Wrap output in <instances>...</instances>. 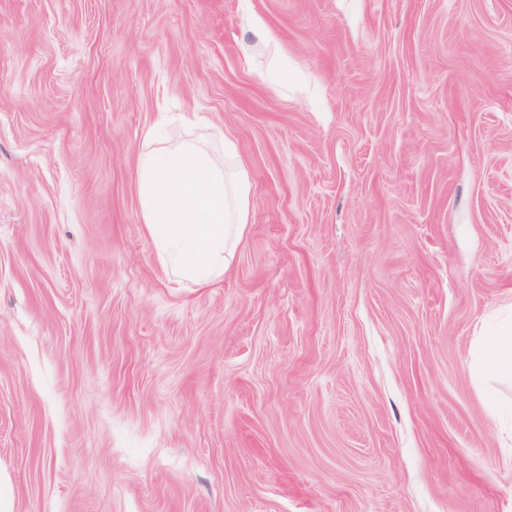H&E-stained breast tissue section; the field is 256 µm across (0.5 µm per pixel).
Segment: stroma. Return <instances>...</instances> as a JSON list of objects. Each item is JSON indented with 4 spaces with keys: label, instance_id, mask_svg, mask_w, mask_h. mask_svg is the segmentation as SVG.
<instances>
[{
    "label": "stroma",
    "instance_id": "obj_1",
    "mask_svg": "<svg viewBox=\"0 0 512 512\" xmlns=\"http://www.w3.org/2000/svg\"><path fill=\"white\" fill-rule=\"evenodd\" d=\"M233 142L210 285L138 164ZM512 0H0L15 512H512ZM512 331L506 330L490 337L486 350L496 359V368L500 373L512 374Z\"/></svg>",
    "mask_w": 512,
    "mask_h": 512
}]
</instances>
